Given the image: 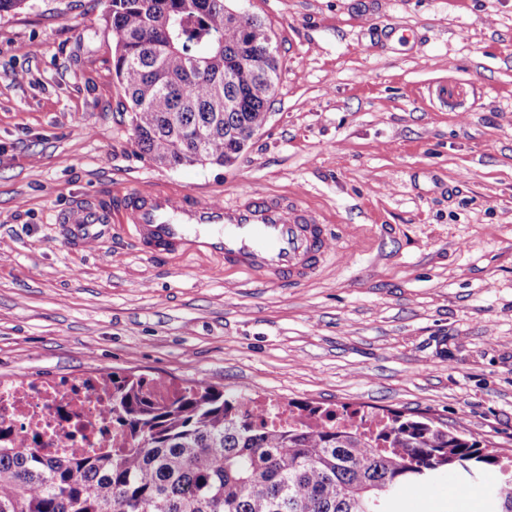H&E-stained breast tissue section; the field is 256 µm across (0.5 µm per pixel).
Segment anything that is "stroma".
Returning a JSON list of instances; mask_svg holds the SVG:
<instances>
[{"mask_svg": "<svg viewBox=\"0 0 512 512\" xmlns=\"http://www.w3.org/2000/svg\"><path fill=\"white\" fill-rule=\"evenodd\" d=\"M278 45L265 126L231 166L141 156L104 0L0 15V381L145 375L282 403L439 418L512 454V0H236ZM149 185L295 197L335 226L273 285L211 255L152 258L74 200ZM449 483L402 512H442ZM64 237L72 245L90 247L100 243L112 224V205L98 200L83 201L71 206L59 219Z\"/></svg>", "mask_w": 512, "mask_h": 512, "instance_id": "obj_1", "label": "stroma"}]
</instances>
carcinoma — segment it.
<instances>
[{
  "label": "carcinoma",
  "mask_w": 512,
  "mask_h": 512,
  "mask_svg": "<svg viewBox=\"0 0 512 512\" xmlns=\"http://www.w3.org/2000/svg\"><path fill=\"white\" fill-rule=\"evenodd\" d=\"M230 0H108L113 68L140 154L157 165L234 164L267 122L279 58L270 28ZM131 445L43 458L0 445V512H399L404 490L493 469L485 512H512V457L447 425L318 408L257 427L240 395L110 376Z\"/></svg>",
  "instance_id": "1"
}]
</instances>
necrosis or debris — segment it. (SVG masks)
<instances>
[{"label": "necrosis or debris", "mask_w": 512, "mask_h": 512, "mask_svg": "<svg viewBox=\"0 0 512 512\" xmlns=\"http://www.w3.org/2000/svg\"><path fill=\"white\" fill-rule=\"evenodd\" d=\"M105 379L0 383V433L30 439L49 457L89 455L121 442Z\"/></svg>", "instance_id": "1"}]
</instances>
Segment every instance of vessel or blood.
Segmentation results:
<instances>
[{
	"label": "vessel or blood",
	"instance_id": "obj_1",
	"mask_svg": "<svg viewBox=\"0 0 512 512\" xmlns=\"http://www.w3.org/2000/svg\"><path fill=\"white\" fill-rule=\"evenodd\" d=\"M116 210L145 254L207 252L269 283L308 279L332 239L319 216L292 198L244 192L229 203L204 202L148 186L124 194L115 208L97 200L71 206L60 218L65 238L80 247L102 242Z\"/></svg>",
	"mask_w": 512,
	"mask_h": 512
}]
</instances>
